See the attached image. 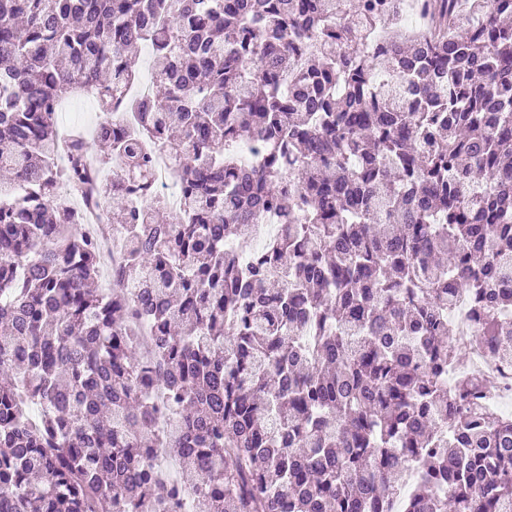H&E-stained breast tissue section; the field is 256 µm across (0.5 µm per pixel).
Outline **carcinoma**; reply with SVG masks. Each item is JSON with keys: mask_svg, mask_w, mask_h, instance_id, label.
Segmentation results:
<instances>
[{"mask_svg": "<svg viewBox=\"0 0 512 512\" xmlns=\"http://www.w3.org/2000/svg\"><path fill=\"white\" fill-rule=\"evenodd\" d=\"M421 8L408 37L394 0H0V512H169L160 455L203 512H512V420L442 382L459 301L512 364V0ZM67 92L113 115L110 298L57 195L89 188L85 141L56 166ZM153 183L156 190L164 192L167 202L178 206L180 202V185L175 176V164L162 149L155 150V168L153 170ZM281 231V224L275 217L266 216L258 224H251L249 226V237L252 239L254 247L253 250L245 254V259H250L257 254L255 249L259 248L262 242L269 236L278 235Z\"/></svg>", "mask_w": 512, "mask_h": 512, "instance_id": "carcinoma-1", "label": "carcinoma"}]
</instances>
